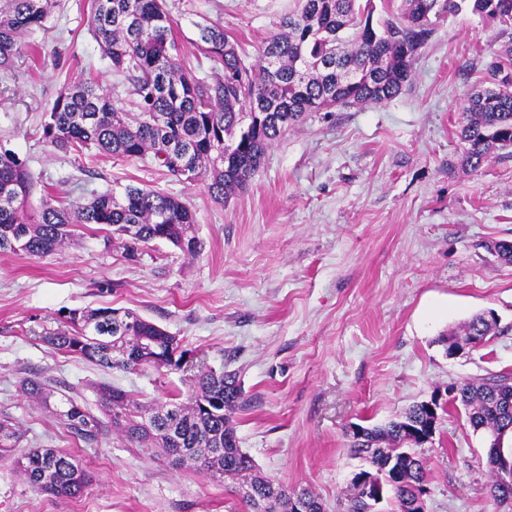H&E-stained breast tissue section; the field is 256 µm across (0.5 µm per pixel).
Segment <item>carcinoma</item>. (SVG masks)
Listing matches in <instances>:
<instances>
[{
    "instance_id": "cac0c4a2",
    "label": "carcinoma",
    "mask_w": 512,
    "mask_h": 512,
    "mask_svg": "<svg viewBox=\"0 0 512 512\" xmlns=\"http://www.w3.org/2000/svg\"><path fill=\"white\" fill-rule=\"evenodd\" d=\"M254 63L246 61L218 24L199 26L200 49L214 63L197 76L179 53L176 21L167 0H90L89 20L112 70L129 83L130 109L114 106L92 80L62 88L45 113L42 138L65 154L96 149L112 158L151 157L171 179L202 180L209 195L224 202L244 191L260 170L268 149L313 112L379 104L400 93L413 74L416 54L435 26L469 4L472 13L512 25V0H384L387 18L373 23V0H296ZM53 0H0V70L12 67L30 45L28 31L44 27ZM460 137L466 144L462 167L476 172L498 149L512 147V48L494 54L487 86L463 104ZM34 182L19 156L0 146V252L43 258L61 249L75 228L96 224L134 249L156 240L186 255L201 248L190 234L192 208L167 193L127 185L71 209L45 192L39 209L29 208ZM493 312L476 314L448 337L493 335ZM123 341L116 344L113 337ZM51 348L103 368L141 365L181 367L190 350L130 308L73 310L65 325L41 336ZM452 403L465 409L473 431L494 433L501 442L486 448L491 476L487 495L496 506L512 505V486H503L499 462L512 458V373L458 384ZM22 392L49 409L72 433L93 441L112 426L123 441L150 457L164 455L173 469L192 467L218 481L229 478L250 512H291L298 494L326 512L307 489L288 490L257 475L239 446L233 414L247 399L234 371L197 366L195 392L185 405L171 398L147 409L124 390L102 384L104 422L78 401L69 387L25 377ZM435 420L420 402L384 426L349 435L350 448L368 468L371 482L386 478L396 512L428 494L425 441ZM22 430L0 417V452L20 447ZM14 464L36 493L61 500L82 497L91 477L77 457L56 448H29Z\"/></svg>"
}]
</instances>
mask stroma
<instances>
[{"mask_svg": "<svg viewBox=\"0 0 512 512\" xmlns=\"http://www.w3.org/2000/svg\"><path fill=\"white\" fill-rule=\"evenodd\" d=\"M169 5L187 59L207 21L253 61L295 2ZM88 19L89 0H55L32 37L36 57L0 71V143L36 181L30 204L48 185L73 207L127 184L154 188L192 207L202 248L188 258L158 240L131 258L105 244V231L83 228L50 257L0 253V416L21 424L23 448L69 451L93 478L87 494L63 501L33 492L0 455V512H248L229 484L141 457L109 430L83 441L22 393L21 378L35 376L76 388L95 411L102 383L145 405L173 393L189 403V371L103 369L43 342L69 310L100 307L135 309L197 362L238 371L249 402L236 434L259 473L311 487L341 512L364 466L350 452L351 425H381L448 384L512 372V265L488 250L512 240V149L473 173L460 165L458 136L461 105L512 45V27L468 11L441 20L398 96L310 115L222 204L204 183L172 181L142 160L65 155L42 140L66 84L92 78L128 99ZM485 310L499 318L495 334L448 357L441 336ZM485 445L461 410L441 416L422 448L426 512H493Z\"/></svg>", "mask_w": 512, "mask_h": 512, "instance_id": "1", "label": "stroma"}]
</instances>
